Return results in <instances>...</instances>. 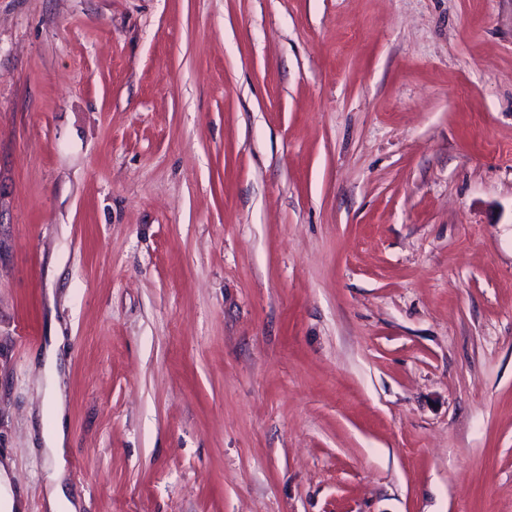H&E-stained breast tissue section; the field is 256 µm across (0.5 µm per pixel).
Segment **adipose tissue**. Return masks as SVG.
<instances>
[{"label":"adipose tissue","mask_w":512,"mask_h":512,"mask_svg":"<svg viewBox=\"0 0 512 512\" xmlns=\"http://www.w3.org/2000/svg\"><path fill=\"white\" fill-rule=\"evenodd\" d=\"M61 345L60 339H53L46 350L44 371L52 382L48 387V403L53 417V427L48 437H45V452L54 462V470L49 477L46 507L48 512H76L77 507L67 499L62 491L61 482L64 476V452L68 430L66 428V406L64 398L53 379L56 375L57 353Z\"/></svg>","instance_id":"adipose-tissue-1"}]
</instances>
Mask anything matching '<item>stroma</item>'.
Returning <instances> with one entry per match:
<instances>
[{
  "label": "stroma",
  "instance_id": "35a3bbf8",
  "mask_svg": "<svg viewBox=\"0 0 512 512\" xmlns=\"http://www.w3.org/2000/svg\"><path fill=\"white\" fill-rule=\"evenodd\" d=\"M512 512V0H0V461L44 512ZM61 345V339L53 338L52 344L45 354L40 356L44 360V372L50 378L48 386V404L53 417V427L48 437H44L46 448L44 452L51 456L54 462L53 473L49 476L48 491L46 497L47 512H77L78 507L67 499L62 491L61 482L64 476V452L68 430L66 428V406L64 398L54 382L56 378L57 353Z\"/></svg>",
  "mask_w": 512,
  "mask_h": 512
}]
</instances>
